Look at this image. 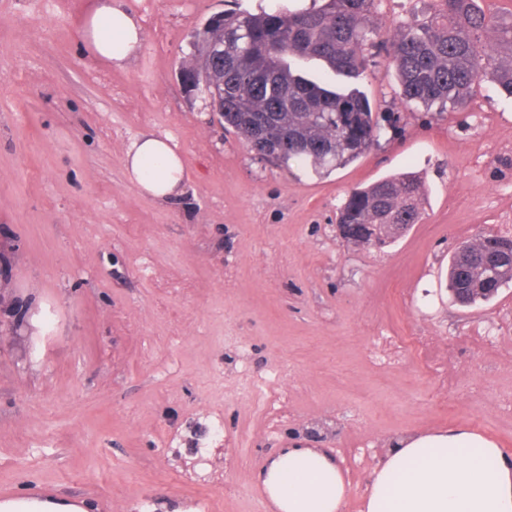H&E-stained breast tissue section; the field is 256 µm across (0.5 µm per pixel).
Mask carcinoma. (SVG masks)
Segmentation results:
<instances>
[{
    "label": "carcinoma",
    "instance_id": "obj_1",
    "mask_svg": "<svg viewBox=\"0 0 512 512\" xmlns=\"http://www.w3.org/2000/svg\"><path fill=\"white\" fill-rule=\"evenodd\" d=\"M427 18L412 17L389 40L388 67L402 101L425 108H463L485 78L512 98V22L480 9L477 0H441ZM376 0H312L310 6L224 12L205 40L224 44V71L211 83L224 96V129L281 168L301 163L322 173L345 167L378 144L384 127L357 89L337 92L305 77L290 59L316 58L332 73L358 74L381 37L371 22ZM497 50L485 52L484 32ZM419 177L392 175L354 189L338 208L343 241L356 248L394 245L422 220ZM448 287L476 288L471 306L494 299L512 283V238L496 234L463 241L448 260Z\"/></svg>",
    "mask_w": 512,
    "mask_h": 512
}]
</instances>
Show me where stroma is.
<instances>
[{
    "instance_id": "1",
    "label": "stroma",
    "mask_w": 512,
    "mask_h": 512,
    "mask_svg": "<svg viewBox=\"0 0 512 512\" xmlns=\"http://www.w3.org/2000/svg\"><path fill=\"white\" fill-rule=\"evenodd\" d=\"M121 2L144 29L125 68L83 53L93 0H0V494L271 512L255 475L301 442L332 452L360 512L398 434L464 425L512 452V286L469 310L446 290L457 244L512 224V153L491 146L512 141V99L484 81L465 109L406 107L379 53L331 78L388 115L379 146L283 169L179 74L192 29L272 0ZM144 133L178 143L180 199L128 178ZM397 172L425 180L420 224L381 251L345 246L337 207ZM416 334L430 363L375 349Z\"/></svg>"
}]
</instances>
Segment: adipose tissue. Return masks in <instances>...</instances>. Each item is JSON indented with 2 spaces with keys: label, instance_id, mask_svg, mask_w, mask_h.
Instances as JSON below:
<instances>
[{
  "label": "adipose tissue",
  "instance_id": "obj_1",
  "mask_svg": "<svg viewBox=\"0 0 512 512\" xmlns=\"http://www.w3.org/2000/svg\"><path fill=\"white\" fill-rule=\"evenodd\" d=\"M87 54L126 66L143 27L115 0H94L83 19ZM130 179L146 195L184 194L179 147L172 137L143 134L125 151ZM277 512H342L349 487L339 463L324 449L294 444L280 449L257 476ZM362 512H512V458L466 427L406 433L391 440L375 467Z\"/></svg>",
  "mask_w": 512,
  "mask_h": 512
}]
</instances>
